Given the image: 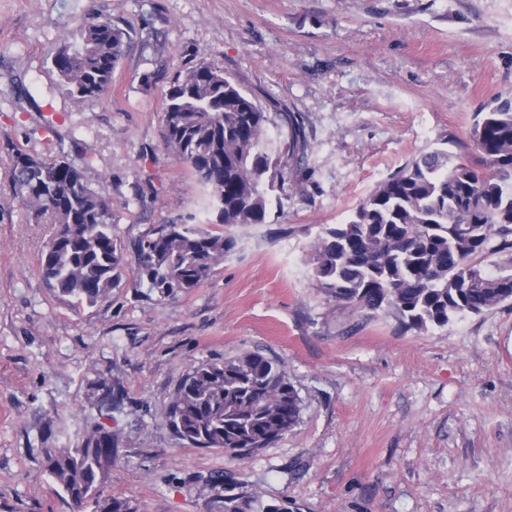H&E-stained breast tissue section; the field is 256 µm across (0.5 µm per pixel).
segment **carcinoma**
<instances>
[{"label": "carcinoma", "mask_w": 512, "mask_h": 512, "mask_svg": "<svg viewBox=\"0 0 512 512\" xmlns=\"http://www.w3.org/2000/svg\"><path fill=\"white\" fill-rule=\"evenodd\" d=\"M128 32L103 18L66 35L53 65L68 93L95 98L112 86ZM163 138L208 195L222 227L264 224L269 195L283 177L267 145L269 113L224 70L202 63L178 74L165 93ZM288 153H303L304 130L288 113ZM478 156L433 148L377 183L351 217L317 237L309 262L328 298L354 310H389L404 331L444 327L512 302V97L474 114ZM35 223L57 224L41 257L47 288L78 308L119 286L120 242L105 200L64 156L11 150L7 171ZM233 237L199 224H163L137 245L141 276L162 295L198 287L234 248ZM506 259L488 268L487 257ZM176 438L245 459L292 430L302 399L284 365L258 352L194 366L163 408ZM112 432L95 425L73 448L45 452V471L68 500L91 512H136L106 498ZM224 512H288L226 478Z\"/></svg>", "instance_id": "carcinoma-1"}]
</instances>
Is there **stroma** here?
<instances>
[{
	"label": "stroma",
	"mask_w": 512,
	"mask_h": 512,
	"mask_svg": "<svg viewBox=\"0 0 512 512\" xmlns=\"http://www.w3.org/2000/svg\"><path fill=\"white\" fill-rule=\"evenodd\" d=\"M108 17L125 55L102 97L64 89L66 33ZM224 70L309 147L289 159L266 223L198 288L162 296L136 244L212 215L162 137L169 81ZM512 95V0H0V512H70L44 469L102 424L117 446L104 496L136 512H224V478L294 512H512V303L400 332L388 311L330 300L316 237L433 147L475 155L473 115ZM66 155L109 203L119 288L73 308L39 261L55 227L31 221L5 175L9 148ZM280 359L299 424L245 459L193 448L162 409L200 361Z\"/></svg>",
	"instance_id": "1"
}]
</instances>
